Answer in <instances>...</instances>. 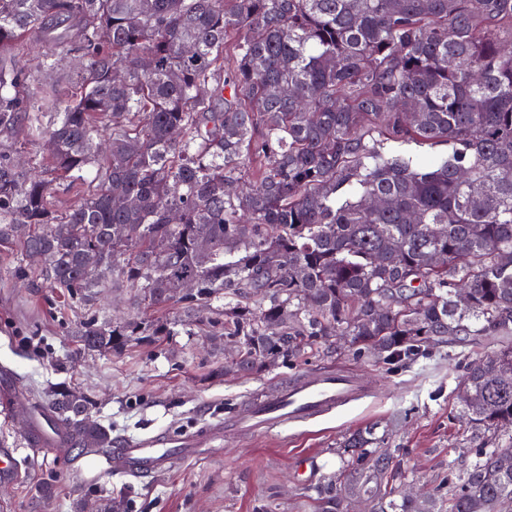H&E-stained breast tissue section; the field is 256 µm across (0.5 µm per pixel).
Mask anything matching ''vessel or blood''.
<instances>
[{"mask_svg":"<svg viewBox=\"0 0 512 512\" xmlns=\"http://www.w3.org/2000/svg\"><path fill=\"white\" fill-rule=\"evenodd\" d=\"M366 391L358 377L345 370L306 374L253 396L246 415L229 414L194 431L113 440L112 466L131 476L151 474L170 468L173 460L192 459L195 449L220 447L225 428L276 434L287 424L323 417ZM18 474L16 449L0 448V485L12 483Z\"/></svg>","mask_w":512,"mask_h":512,"instance_id":"obj_1","label":"vessel or blood"}]
</instances>
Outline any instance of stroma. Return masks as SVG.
Listing matches in <instances>:
<instances>
[{
    "instance_id": "35a3bbf8",
    "label": "stroma",
    "mask_w": 512,
    "mask_h": 512,
    "mask_svg": "<svg viewBox=\"0 0 512 512\" xmlns=\"http://www.w3.org/2000/svg\"><path fill=\"white\" fill-rule=\"evenodd\" d=\"M58 57L54 79L67 81L74 53L34 40L17 62L34 81L43 55ZM37 261L18 263L0 250V370H9L22 394L34 387H68L84 393L92 414L113 435L130 438L160 430L199 428L224 412L245 413L250 396L299 376L347 369L371 386L368 396L315 422L283 427L279 436H225L222 451H202L190 462L145 477L98 465L77 469L66 456H21L20 476L0 489V512H313V488L340 466L336 444L346 434L391 423L388 445L405 452L397 492L434 490L447 473L462 476L477 447L493 448V433L465 419L461 381L470 364L495 356L498 346L436 347L396 371L372 358L323 350L257 375L224 371V339L209 328L176 326L174 335L131 340L121 352H88L80 332L100 323L164 318V311L134 306L129 293L104 282L82 300L51 287Z\"/></svg>"
}]
</instances>
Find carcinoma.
Returning <instances> with one entry per match:
<instances>
[{
    "instance_id": "1",
    "label": "carcinoma",
    "mask_w": 512,
    "mask_h": 512,
    "mask_svg": "<svg viewBox=\"0 0 512 512\" xmlns=\"http://www.w3.org/2000/svg\"><path fill=\"white\" fill-rule=\"evenodd\" d=\"M36 35L83 63L30 87L0 61V133L54 144L26 175L0 154L1 248L77 295L110 277L221 327L241 376L326 345L389 364L498 340L466 373L464 415L512 434V0H0V56ZM380 137L451 151L422 163ZM61 189L80 204L59 211ZM220 297L224 317L204 315ZM167 333L129 320L81 341L118 352ZM31 396L72 447H112L82 393ZM377 429L339 443L315 512H512V442L396 496L399 450Z\"/></svg>"
}]
</instances>
